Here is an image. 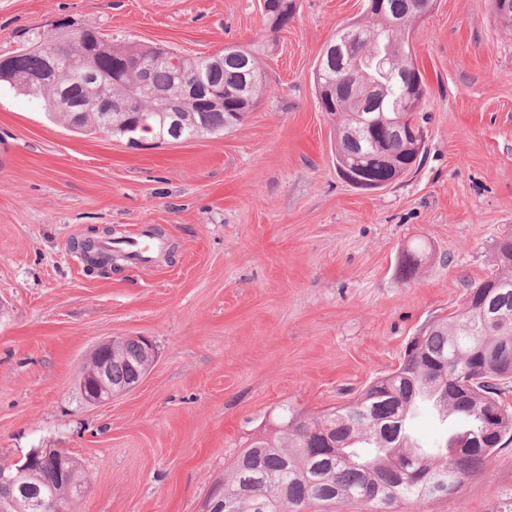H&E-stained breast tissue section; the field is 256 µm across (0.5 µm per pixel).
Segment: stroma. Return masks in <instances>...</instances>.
Listing matches in <instances>:
<instances>
[{
    "label": "stroma",
    "mask_w": 512,
    "mask_h": 512,
    "mask_svg": "<svg viewBox=\"0 0 512 512\" xmlns=\"http://www.w3.org/2000/svg\"><path fill=\"white\" fill-rule=\"evenodd\" d=\"M366 0H300L270 34L258 0H0V57L94 25L195 57L265 42L270 85L224 134L81 135L0 85V461L64 448L85 492L70 512H204L237 452L293 408L351 400L429 322L495 274L512 232V31L490 0H438L412 33L427 94L419 168L376 191L336 172V123L313 67ZM163 228L153 266L87 275L74 242ZM426 245L419 278L398 275ZM149 337L135 390L86 406L100 342ZM512 440L450 497L395 512H501Z\"/></svg>",
    "instance_id": "obj_1"
}]
</instances>
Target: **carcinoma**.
Masks as SVG:
<instances>
[{"label": "carcinoma", "instance_id": "1", "mask_svg": "<svg viewBox=\"0 0 512 512\" xmlns=\"http://www.w3.org/2000/svg\"><path fill=\"white\" fill-rule=\"evenodd\" d=\"M262 14L269 30H280L292 20L298 0H263ZM364 17L336 29L335 36L351 30L344 55L328 71L314 73L319 103L336 121L334 159L336 171L352 173L349 184L363 190L381 189L407 174L415 165L413 139L408 129L424 131L419 109L396 111L402 97L423 99L426 85L410 44L415 24L432 12L436 0H378ZM54 44L64 55L84 66L89 57L97 73L112 78V97L124 99L128 110L112 113L105 126L97 112H58L50 99L56 87L38 95L48 118L79 134L107 133L123 136L125 127L143 120L154 136L179 139L215 135L233 127L231 112L239 110L238 92L248 84L252 104L268 91L261 61L264 46L235 44L208 59L188 57L170 47L115 42L95 26L83 28L82 39L58 32L0 60L8 71L0 81L31 94L27 79L43 66V51ZM162 53L180 59L181 67L161 62L145 71V93L130 77H123L127 59H152ZM197 71L208 83L224 91V109L187 111L169 117L165 110L178 92L179 76ZM423 253L404 251L399 266L404 281L417 279ZM497 272L483 285L484 307H462L423 327L413 350H405L396 373L370 382L354 400L326 414L305 416L286 409L278 426L252 440L224 473L219 512H307L312 504L333 505L361 500L373 512H390L405 500L449 497L479 473L493 448H457L455 441L478 435L482 413L490 403L503 408L502 434L512 432V406L503 398V384L512 378V260L495 258ZM142 354L128 340L112 362V383L129 376L128 363ZM472 378L475 393L464 401L457 381ZM436 393L435 410L448 415L466 413L464 426L449 441L424 453L406 427L404 414L420 393Z\"/></svg>", "mask_w": 512, "mask_h": 512}]
</instances>
